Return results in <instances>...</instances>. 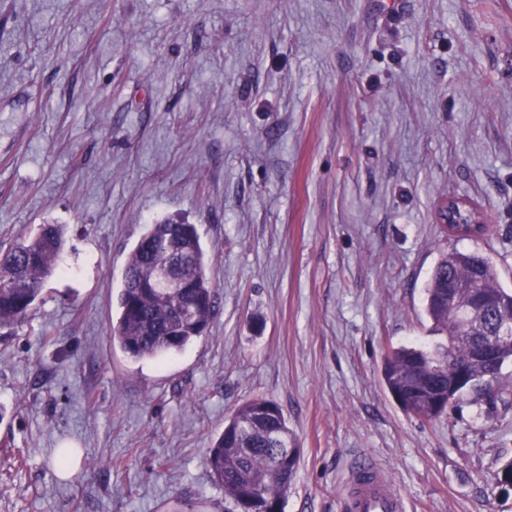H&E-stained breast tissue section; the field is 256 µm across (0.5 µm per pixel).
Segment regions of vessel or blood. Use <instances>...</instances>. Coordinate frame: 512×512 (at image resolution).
<instances>
[{"label":"vessel or blood","instance_id":"b4317fda","mask_svg":"<svg viewBox=\"0 0 512 512\" xmlns=\"http://www.w3.org/2000/svg\"><path fill=\"white\" fill-rule=\"evenodd\" d=\"M402 496L369 457L354 459L339 498V512H404Z\"/></svg>","mask_w":512,"mask_h":512}]
</instances>
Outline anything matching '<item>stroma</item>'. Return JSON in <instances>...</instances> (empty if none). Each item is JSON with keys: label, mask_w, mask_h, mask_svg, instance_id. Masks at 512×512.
<instances>
[{"label": "stroma", "mask_w": 512, "mask_h": 512, "mask_svg": "<svg viewBox=\"0 0 512 512\" xmlns=\"http://www.w3.org/2000/svg\"><path fill=\"white\" fill-rule=\"evenodd\" d=\"M451 196L488 235H448ZM164 219L197 226L216 311L134 362L110 324ZM47 223L65 272L0 334V450L25 457L0 454V512H224L206 454L256 397L301 449L286 512H339L359 455L406 512H512V367L429 421L382 376L438 341L440 252L512 287V0H0V245ZM470 210V206L468 202L462 198L450 197L448 201L443 207V211L448 215V219L442 218V220L447 224H481L483 225L485 221L483 220L481 214L472 213L470 214L469 222L465 223L463 221L458 220L459 213L463 211Z\"/></svg>", "instance_id": "1"}]
</instances>
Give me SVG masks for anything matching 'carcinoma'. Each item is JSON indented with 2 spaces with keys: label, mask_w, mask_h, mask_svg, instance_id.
<instances>
[{
  "label": "carcinoma",
  "mask_w": 512,
  "mask_h": 512,
  "mask_svg": "<svg viewBox=\"0 0 512 512\" xmlns=\"http://www.w3.org/2000/svg\"><path fill=\"white\" fill-rule=\"evenodd\" d=\"M64 230L42 224L6 248L0 247V329L28 316L48 281L63 272L60 254ZM189 251L192 265L187 286H156L157 271L167 250ZM472 282L492 303L488 320L512 316V289L503 287L491 259L479 252L440 253L425 285V310L433 332L448 344L401 346L389 351L383 380L396 402L413 416L431 420L445 413L464 394H488L512 365V340L490 341V356L477 359L468 336L472 328L461 295L448 306V282ZM215 314V286L196 225L166 220L147 225L131 250L111 323L112 343L131 360L176 355L203 336ZM464 368L467 379H457ZM300 448L280 407L253 398L239 405L207 456L212 478L224 486V512H285Z\"/></svg>",
  "instance_id": "carcinoma-1"
}]
</instances>
